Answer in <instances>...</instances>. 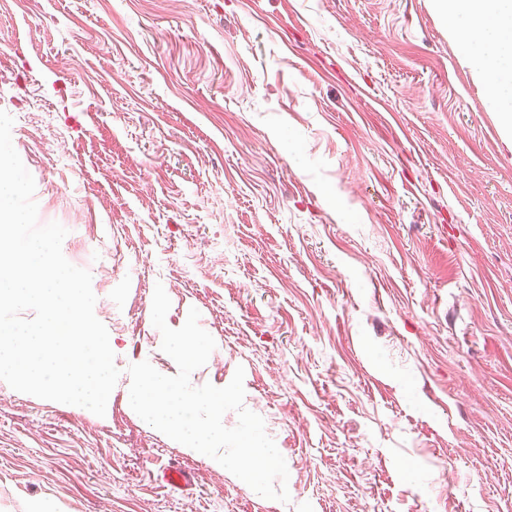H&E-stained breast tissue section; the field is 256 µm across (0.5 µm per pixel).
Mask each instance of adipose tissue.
I'll use <instances>...</instances> for the list:
<instances>
[{
    "label": "adipose tissue",
    "instance_id": "adipose-tissue-1",
    "mask_svg": "<svg viewBox=\"0 0 512 512\" xmlns=\"http://www.w3.org/2000/svg\"><path fill=\"white\" fill-rule=\"evenodd\" d=\"M433 2L485 84L489 106L512 133V0Z\"/></svg>",
    "mask_w": 512,
    "mask_h": 512
}]
</instances>
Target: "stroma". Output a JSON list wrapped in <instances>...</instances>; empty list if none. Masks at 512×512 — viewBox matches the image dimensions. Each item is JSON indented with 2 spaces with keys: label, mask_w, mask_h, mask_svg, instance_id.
<instances>
[{
  "label": "stroma",
  "mask_w": 512,
  "mask_h": 512,
  "mask_svg": "<svg viewBox=\"0 0 512 512\" xmlns=\"http://www.w3.org/2000/svg\"><path fill=\"white\" fill-rule=\"evenodd\" d=\"M0 110L121 372L0 385V512H512V136L432 0H0ZM159 284L289 503L130 408Z\"/></svg>",
  "instance_id": "stroma-1"
}]
</instances>
